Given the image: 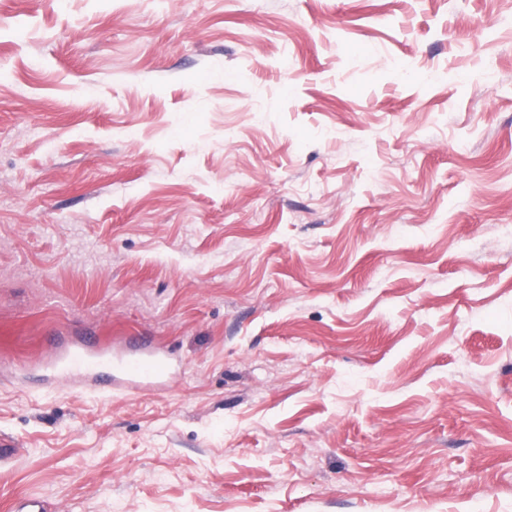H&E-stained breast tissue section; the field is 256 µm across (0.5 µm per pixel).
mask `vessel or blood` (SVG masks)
I'll return each instance as SVG.
<instances>
[{
  "instance_id": "1",
  "label": "vessel or blood",
  "mask_w": 512,
  "mask_h": 512,
  "mask_svg": "<svg viewBox=\"0 0 512 512\" xmlns=\"http://www.w3.org/2000/svg\"><path fill=\"white\" fill-rule=\"evenodd\" d=\"M52 366L60 377L82 375L106 388L118 379L128 384L149 383L171 371L167 357L157 350L116 357L109 350L84 344L65 348L53 359Z\"/></svg>"
}]
</instances>
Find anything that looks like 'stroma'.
Masks as SVG:
<instances>
[{"instance_id":"obj_1","label":"stroma","mask_w":512,"mask_h":512,"mask_svg":"<svg viewBox=\"0 0 512 512\" xmlns=\"http://www.w3.org/2000/svg\"><path fill=\"white\" fill-rule=\"evenodd\" d=\"M0 435V512H512V0H0ZM52 366L61 378L83 375L110 389L116 379L138 385L151 383L171 371L167 357L158 350H137L114 357L106 348L84 344L65 348L53 359Z\"/></svg>"}]
</instances>
